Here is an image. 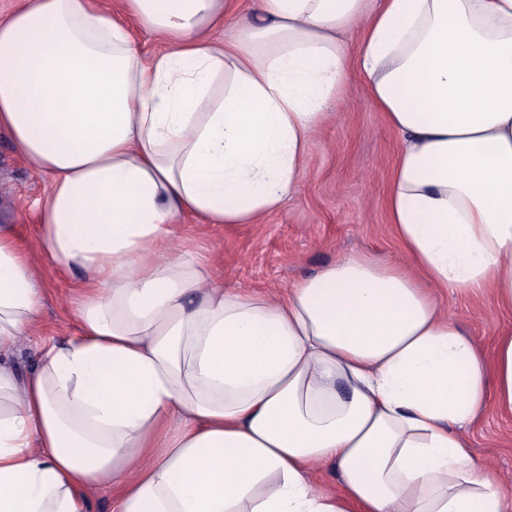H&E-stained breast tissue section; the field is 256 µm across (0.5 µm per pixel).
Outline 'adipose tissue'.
I'll return each instance as SVG.
<instances>
[{
  "label": "adipose tissue",
  "instance_id": "ef3b65f1",
  "mask_svg": "<svg viewBox=\"0 0 512 512\" xmlns=\"http://www.w3.org/2000/svg\"><path fill=\"white\" fill-rule=\"evenodd\" d=\"M227 2L120 0L152 57L93 0L0 19V132L51 177L40 248L80 298L29 376L0 365V512H90L100 486L114 512H512L461 432L512 414V327L486 360L432 297L512 312V0ZM350 58L403 139L405 262L346 256L284 299L215 284L176 226L279 209ZM42 308L0 225V353Z\"/></svg>",
  "mask_w": 512,
  "mask_h": 512
}]
</instances>
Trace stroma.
<instances>
[{"label": "stroma", "mask_w": 512, "mask_h": 512, "mask_svg": "<svg viewBox=\"0 0 512 512\" xmlns=\"http://www.w3.org/2000/svg\"><path fill=\"white\" fill-rule=\"evenodd\" d=\"M329 109L333 117L312 137L296 191L282 208L256 224L183 220L178 238L190 239L194 257L208 263L225 287L284 294L298 279L351 253L401 258L386 207L400 138L355 66H348ZM49 184V176L31 170L1 133L0 225H11L21 245L33 252L39 249L36 203ZM34 275L45 293L43 337L70 336L77 325L76 272L39 261ZM436 297L485 353H492L496 331L512 326V313L475 305L452 289H439ZM465 434L475 459L493 465L512 496V415L488 412Z\"/></svg>", "instance_id": "35a3bbf8"}]
</instances>
